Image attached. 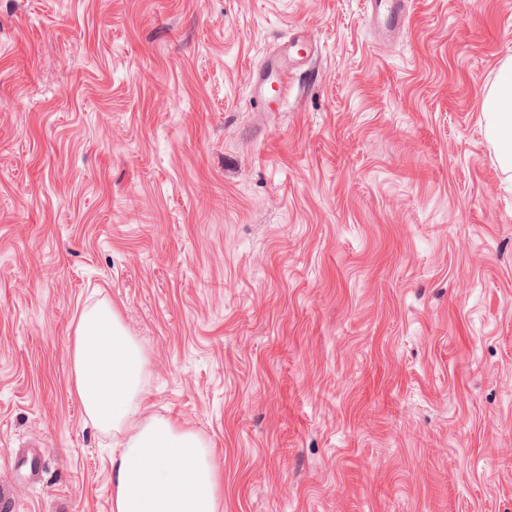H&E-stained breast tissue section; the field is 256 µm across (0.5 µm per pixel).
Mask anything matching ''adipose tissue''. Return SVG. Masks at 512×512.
Wrapping results in <instances>:
<instances>
[{
    "instance_id": "ef3b65f1",
    "label": "adipose tissue",
    "mask_w": 512,
    "mask_h": 512,
    "mask_svg": "<svg viewBox=\"0 0 512 512\" xmlns=\"http://www.w3.org/2000/svg\"><path fill=\"white\" fill-rule=\"evenodd\" d=\"M483 115L500 161L511 167V59L499 67ZM148 365L111 302L81 313L71 353L74 393L95 426L123 438L111 460L112 512H224L220 469L203 438L149 414Z\"/></svg>"
}]
</instances>
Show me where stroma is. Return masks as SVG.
I'll return each instance as SVG.
<instances>
[{
  "label": "stroma",
  "instance_id": "1",
  "mask_svg": "<svg viewBox=\"0 0 512 512\" xmlns=\"http://www.w3.org/2000/svg\"><path fill=\"white\" fill-rule=\"evenodd\" d=\"M0 0V481L112 512L70 351L106 299L224 512H512V0ZM277 104L254 69L294 33ZM36 448L37 472L7 455ZM483 115L489 138L498 148L499 159L512 166V60L504 61L496 79L485 96Z\"/></svg>",
  "mask_w": 512,
  "mask_h": 512
}]
</instances>
